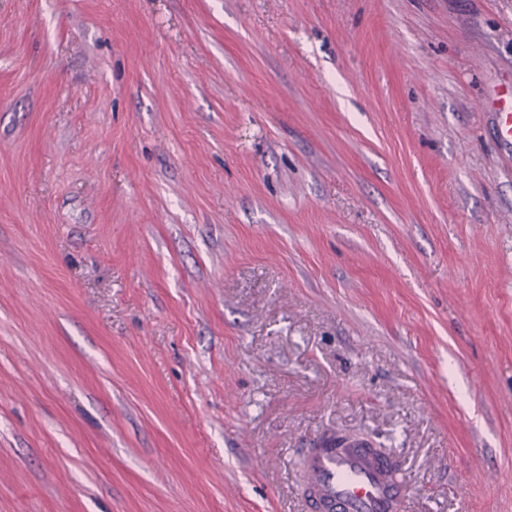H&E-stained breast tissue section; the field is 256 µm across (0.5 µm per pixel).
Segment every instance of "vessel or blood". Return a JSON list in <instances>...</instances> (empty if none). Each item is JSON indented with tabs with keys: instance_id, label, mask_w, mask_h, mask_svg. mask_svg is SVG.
I'll list each match as a JSON object with an SVG mask.
<instances>
[{
	"instance_id": "vessel-or-blood-1",
	"label": "vessel or blood",
	"mask_w": 512,
	"mask_h": 512,
	"mask_svg": "<svg viewBox=\"0 0 512 512\" xmlns=\"http://www.w3.org/2000/svg\"><path fill=\"white\" fill-rule=\"evenodd\" d=\"M365 445V440L352 438L339 446L325 438L320 447L308 450L315 512H401V481Z\"/></svg>"
}]
</instances>
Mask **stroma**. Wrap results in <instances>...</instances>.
<instances>
[{"label": "stroma", "mask_w": 512, "mask_h": 512, "mask_svg": "<svg viewBox=\"0 0 512 512\" xmlns=\"http://www.w3.org/2000/svg\"><path fill=\"white\" fill-rule=\"evenodd\" d=\"M512 0H0V512H512ZM325 437L321 448L307 452L308 474L315 485L311 504L318 512H400L402 483L390 465L361 448L363 439L350 438L341 447Z\"/></svg>", "instance_id": "stroma-1"}]
</instances>
